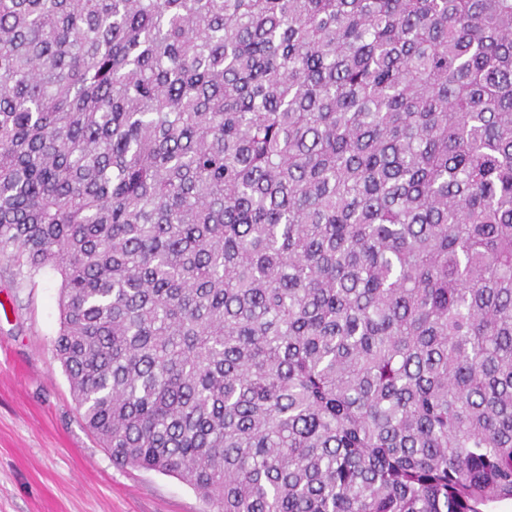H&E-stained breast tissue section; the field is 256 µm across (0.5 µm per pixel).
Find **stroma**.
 I'll return each instance as SVG.
<instances>
[{
    "label": "stroma",
    "mask_w": 512,
    "mask_h": 512,
    "mask_svg": "<svg viewBox=\"0 0 512 512\" xmlns=\"http://www.w3.org/2000/svg\"><path fill=\"white\" fill-rule=\"evenodd\" d=\"M61 276L0 262V512H210L177 478L118 467L55 356Z\"/></svg>",
    "instance_id": "stroma-1"
}]
</instances>
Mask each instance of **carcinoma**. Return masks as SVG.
I'll use <instances>...</instances> for the list:
<instances>
[{
    "mask_svg": "<svg viewBox=\"0 0 512 512\" xmlns=\"http://www.w3.org/2000/svg\"><path fill=\"white\" fill-rule=\"evenodd\" d=\"M0 260L112 462L217 512L512 500V0H0Z\"/></svg>",
    "mask_w": 512,
    "mask_h": 512,
    "instance_id": "1",
    "label": "carcinoma"
}]
</instances>
